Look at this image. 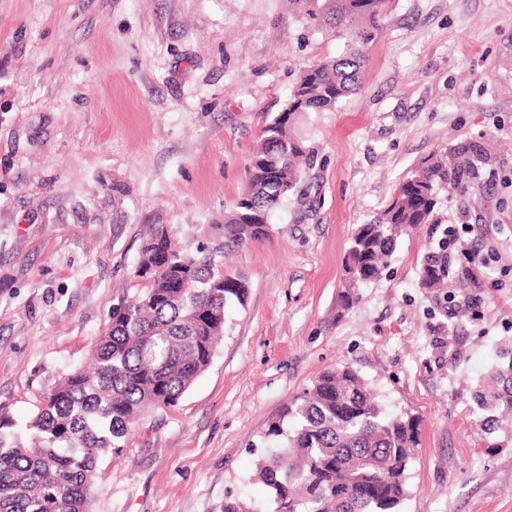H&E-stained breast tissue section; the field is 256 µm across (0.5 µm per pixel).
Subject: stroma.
<instances>
[{"instance_id": "1", "label": "stroma", "mask_w": 512, "mask_h": 512, "mask_svg": "<svg viewBox=\"0 0 512 512\" xmlns=\"http://www.w3.org/2000/svg\"><path fill=\"white\" fill-rule=\"evenodd\" d=\"M340 51L288 0H0V405L15 420L140 292L150 225L208 242L301 70ZM367 54L359 92L298 124L306 197L225 258L247 298L210 366L99 462L91 512H224L230 495L268 512L262 435L342 364L418 421L401 512H512V430L484 434L471 399L512 343V0H389ZM464 141L491 160L468 193L440 192L438 215L493 225L485 287L419 288L424 224L337 312L352 231Z\"/></svg>"}]
</instances>
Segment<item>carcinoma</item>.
I'll return each instance as SVG.
<instances>
[{
    "label": "carcinoma",
    "mask_w": 512,
    "mask_h": 512,
    "mask_svg": "<svg viewBox=\"0 0 512 512\" xmlns=\"http://www.w3.org/2000/svg\"><path fill=\"white\" fill-rule=\"evenodd\" d=\"M291 2L331 31L342 52L303 69L284 109L264 125L246 187L213 227L211 246L180 243L156 225L134 270L141 293L112 310L87 365L59 381L22 431L0 407V512H89L100 457L120 447L143 414L176 406L211 364L227 303L242 304L247 293L244 279L224 273L222 258L269 238L272 213L288 194L304 193L314 156L296 132L298 119L330 111L361 89L366 46L381 30L388 0ZM485 160L476 144L449 149L415 169L374 220L358 225L338 310L380 278L404 233L436 223L438 188L468 191ZM463 268L444 237L423 255L419 287H474ZM472 400L485 431L512 421V345L500 349ZM418 442L416 419L384 415L359 371L342 365L319 374L268 425L255 479L267 489L269 512H399Z\"/></svg>",
    "instance_id": "obj_1"
}]
</instances>
